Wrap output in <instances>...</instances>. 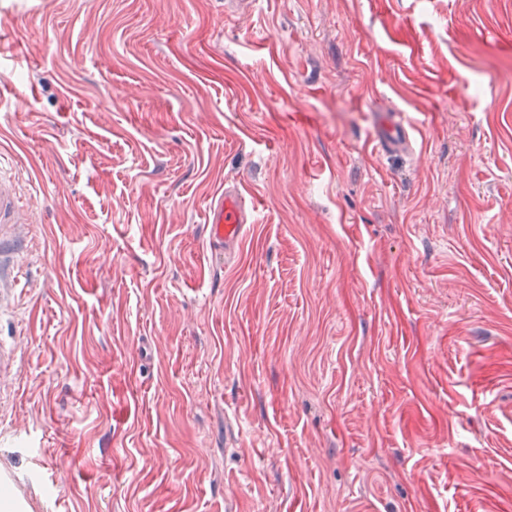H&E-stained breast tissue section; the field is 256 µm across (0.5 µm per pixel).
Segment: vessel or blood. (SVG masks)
<instances>
[{
  "label": "vessel or blood",
  "instance_id": "vessel-or-blood-1",
  "mask_svg": "<svg viewBox=\"0 0 512 512\" xmlns=\"http://www.w3.org/2000/svg\"><path fill=\"white\" fill-rule=\"evenodd\" d=\"M372 143L378 153L397 156L408 153L412 147L410 125L402 113L385 111L379 114L372 131ZM22 210L14 194L0 180V224H14ZM254 211L245 202L242 191L231 187L221 191L209 207V243L212 250L224 251L237 246L247 224L253 223ZM27 248L26 239L18 233L0 234V290L15 288L20 282V260ZM0 483L16 487L17 512H31V494L19 484L15 474L0 470Z\"/></svg>",
  "mask_w": 512,
  "mask_h": 512
}]
</instances>
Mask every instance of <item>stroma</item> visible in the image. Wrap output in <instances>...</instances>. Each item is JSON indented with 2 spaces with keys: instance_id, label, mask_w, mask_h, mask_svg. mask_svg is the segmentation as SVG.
<instances>
[{
  "instance_id": "1",
  "label": "stroma",
  "mask_w": 512,
  "mask_h": 512,
  "mask_svg": "<svg viewBox=\"0 0 512 512\" xmlns=\"http://www.w3.org/2000/svg\"><path fill=\"white\" fill-rule=\"evenodd\" d=\"M0 176L37 512H512V0H0ZM371 137L374 148L384 156L405 154L412 147L410 125L401 112H380ZM22 208L23 206L19 204L0 176V224H25L18 220V215L23 211ZM254 221V209L246 205L242 191L237 187L225 188L209 206L210 248L224 252V249L237 246L245 224ZM27 248L26 239L16 232L3 235L0 225V297L4 287L12 292L20 282V260Z\"/></svg>"
}]
</instances>
